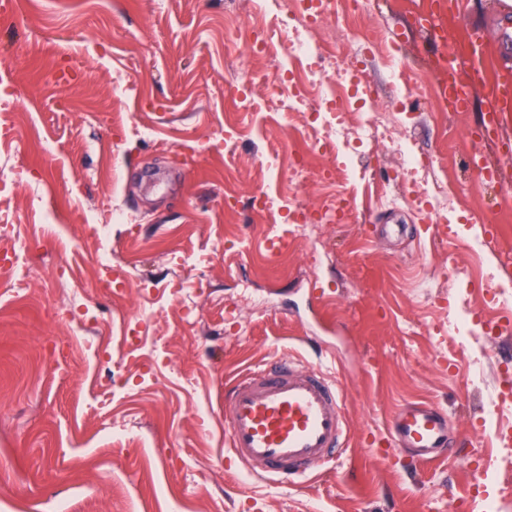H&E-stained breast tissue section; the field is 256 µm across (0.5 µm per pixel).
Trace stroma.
I'll use <instances>...</instances> for the list:
<instances>
[{
  "label": "stroma",
  "instance_id": "35a3bbf8",
  "mask_svg": "<svg viewBox=\"0 0 512 512\" xmlns=\"http://www.w3.org/2000/svg\"><path fill=\"white\" fill-rule=\"evenodd\" d=\"M504 0H450L431 37L405 0H369L355 40L319 44L359 63L369 111L391 112L413 153L434 160L462 206L431 223L398 146L356 145L350 178L300 125L237 109L248 65L276 87L277 63L247 55L257 0H0V512H512V120L492 142L469 134L486 107L445 116L415 88L432 53L478 38L493 80L512 85ZM394 42L361 52L372 34ZM401 143V144H402ZM309 156L304 178L273 176ZM498 168L487 185L470 170ZM289 202L342 199L345 218L261 245ZM117 210L106 241L82 231ZM500 230L484 254L469 239ZM106 253L137 280L102 291ZM81 305L61 311L73 292ZM106 346L92 362L86 340ZM291 356L324 363L351 423L336 463L282 489L230 465L224 389L247 369ZM114 374L110 407L96 378ZM448 414L449 459L422 466L385 434L401 405Z\"/></svg>",
  "mask_w": 512,
  "mask_h": 512
}]
</instances>
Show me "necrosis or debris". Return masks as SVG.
Listing matches in <instances>:
<instances>
[{
    "instance_id": "4bbe7bcc",
    "label": "necrosis or debris",
    "mask_w": 512,
    "mask_h": 512,
    "mask_svg": "<svg viewBox=\"0 0 512 512\" xmlns=\"http://www.w3.org/2000/svg\"><path fill=\"white\" fill-rule=\"evenodd\" d=\"M367 8L366 0H346L336 10L335 0H288L286 15L272 23L253 26L248 39L251 57L275 56L279 60L280 80L277 94L256 93L266 81L264 73L251 70L247 82L252 94L239 97L242 111L274 110L288 116H304L311 95H318L327 110V118L315 131L316 146L326 153L351 150L354 142L379 138L398 141V124L391 113H362L359 104L367 84L362 72L353 66H338L334 56L319 45L313 32L318 19L336 16L340 36L351 37ZM331 82H323L325 72Z\"/></svg>"
}]
</instances>
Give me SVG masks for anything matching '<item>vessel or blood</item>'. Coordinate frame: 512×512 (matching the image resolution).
Instances as JSON below:
<instances>
[{
  "mask_svg": "<svg viewBox=\"0 0 512 512\" xmlns=\"http://www.w3.org/2000/svg\"><path fill=\"white\" fill-rule=\"evenodd\" d=\"M511 116L512 89L490 83L477 136L494 139ZM224 420L233 459L259 464L258 479L271 484L294 483L332 462L350 433L344 395L332 376L291 357L250 371L226 389ZM389 432L394 446L414 449L422 463L446 457L448 416L440 408L404 405L392 415Z\"/></svg>",
  "mask_w": 512,
  "mask_h": 512,
  "instance_id": "vessel-or-blood-1",
  "label": "vessel or blood"
}]
</instances>
